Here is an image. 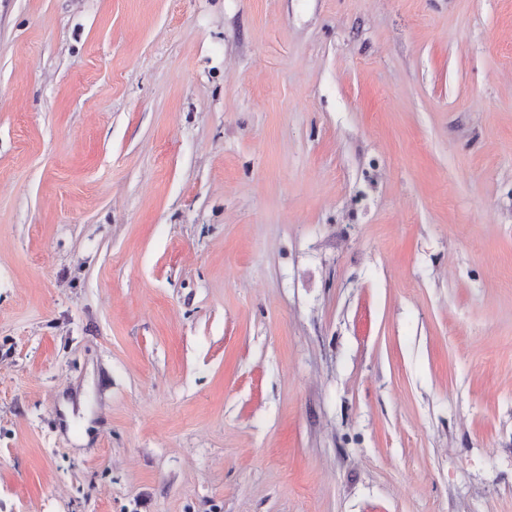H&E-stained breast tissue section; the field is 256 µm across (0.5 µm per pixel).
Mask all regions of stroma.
I'll use <instances>...</instances> for the list:
<instances>
[{"label":"stroma","instance_id":"1","mask_svg":"<svg viewBox=\"0 0 512 512\" xmlns=\"http://www.w3.org/2000/svg\"><path fill=\"white\" fill-rule=\"evenodd\" d=\"M0 512H512V0H0Z\"/></svg>","mask_w":512,"mask_h":512}]
</instances>
